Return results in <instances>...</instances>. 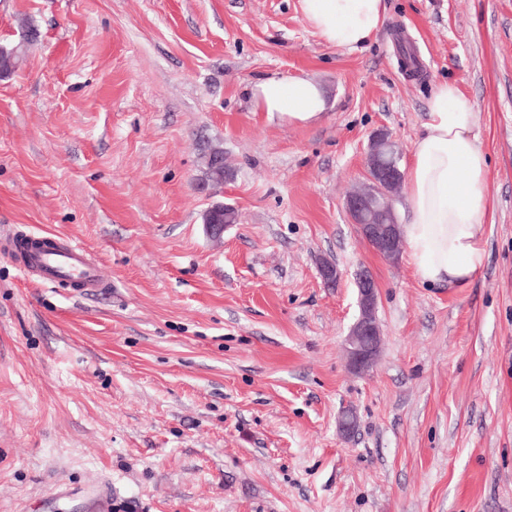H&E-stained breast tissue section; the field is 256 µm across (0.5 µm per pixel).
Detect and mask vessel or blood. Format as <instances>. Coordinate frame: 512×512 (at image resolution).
<instances>
[{"instance_id":"vessel-or-blood-1","label":"vessel or blood","mask_w":512,"mask_h":512,"mask_svg":"<svg viewBox=\"0 0 512 512\" xmlns=\"http://www.w3.org/2000/svg\"><path fill=\"white\" fill-rule=\"evenodd\" d=\"M24 267L37 272L44 281L70 280L90 290L100 285L99 269L85 248L75 242L59 243L57 238H33L24 250Z\"/></svg>"}]
</instances>
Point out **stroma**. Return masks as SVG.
Masks as SVG:
<instances>
[{
    "label": "stroma",
    "instance_id": "obj_1",
    "mask_svg": "<svg viewBox=\"0 0 512 512\" xmlns=\"http://www.w3.org/2000/svg\"><path fill=\"white\" fill-rule=\"evenodd\" d=\"M0 43L21 48L0 78V512H512V0H387L356 50L300 0H0ZM274 74L327 111H252ZM445 81L489 157L487 258L429 287L345 196L376 132L409 161ZM218 203L239 221L216 240ZM16 229L86 248L101 288L25 274ZM362 266L381 348L357 373ZM250 96L253 111L288 124L314 122L327 108L321 86L301 77H264L251 85Z\"/></svg>",
    "mask_w": 512,
    "mask_h": 512
}]
</instances>
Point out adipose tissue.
Here are the masks:
<instances>
[{
    "instance_id": "obj_1",
    "label": "adipose tissue",
    "mask_w": 512,
    "mask_h": 512,
    "mask_svg": "<svg viewBox=\"0 0 512 512\" xmlns=\"http://www.w3.org/2000/svg\"><path fill=\"white\" fill-rule=\"evenodd\" d=\"M305 19L328 45L354 50L383 25L385 0H301ZM254 111L305 125L327 108L321 86L301 77L267 76L250 87ZM478 114L454 84H440L424 132L405 167L410 216L401 228L408 256L424 283H465L484 266L488 164Z\"/></svg>"
}]
</instances>
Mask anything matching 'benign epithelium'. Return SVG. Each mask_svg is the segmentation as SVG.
<instances>
[{"mask_svg":"<svg viewBox=\"0 0 512 512\" xmlns=\"http://www.w3.org/2000/svg\"><path fill=\"white\" fill-rule=\"evenodd\" d=\"M399 155L392 153V141L387 133L376 134L368 146L366 190L351 192L345 201L347 214L356 225L362 239L379 255L396 259L400 253L402 237L395 221L375 215L374 190L382 193L380 208L394 210L396 195L400 192L404 174L398 165ZM358 290V317L348 336L347 362L354 371H366L377 359L376 344L380 331L376 321L378 287L369 273L362 269L356 274Z\"/></svg>","mask_w":512,"mask_h":512,"instance_id":"obj_1","label":"benign epithelium"}]
</instances>
